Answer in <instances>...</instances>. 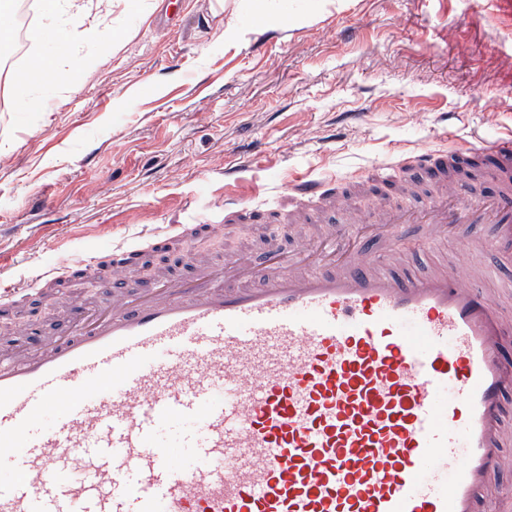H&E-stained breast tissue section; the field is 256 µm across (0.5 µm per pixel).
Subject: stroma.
<instances>
[{"label": "stroma", "mask_w": 512, "mask_h": 512, "mask_svg": "<svg viewBox=\"0 0 512 512\" xmlns=\"http://www.w3.org/2000/svg\"><path fill=\"white\" fill-rule=\"evenodd\" d=\"M115 42L42 43L56 57L18 107L0 75V283L76 261L172 216L222 224L224 168L254 162L247 206L302 177L372 187L373 163L512 136V0H128ZM89 289L50 286L0 323L64 331ZM503 467L481 512L512 499Z\"/></svg>", "instance_id": "35a3bbf8"}]
</instances>
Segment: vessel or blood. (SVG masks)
I'll use <instances>...</instances> for the list:
<instances>
[{
  "instance_id": "vessel-or-blood-1",
  "label": "vessel or blood",
  "mask_w": 512,
  "mask_h": 512,
  "mask_svg": "<svg viewBox=\"0 0 512 512\" xmlns=\"http://www.w3.org/2000/svg\"><path fill=\"white\" fill-rule=\"evenodd\" d=\"M372 169L395 187L418 173L431 192L373 227L314 180L259 210L225 201L260 237L259 215L283 205L296 224L345 211L315 254L270 243L137 284L136 255L214 230L148 224L40 271L31 290L92 269L112 292L39 348L0 356V512H480L512 392V324L482 264L489 250L512 257V138ZM457 169L494 192L466 196ZM418 224L430 252L452 224L489 233L420 276L406 269ZM173 421L184 429L170 440Z\"/></svg>"
}]
</instances>
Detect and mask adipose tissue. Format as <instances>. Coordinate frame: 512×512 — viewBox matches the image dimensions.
Wrapping results in <instances>:
<instances>
[{"label":"adipose tissue","instance_id":"adipose-tissue-1","mask_svg":"<svg viewBox=\"0 0 512 512\" xmlns=\"http://www.w3.org/2000/svg\"><path fill=\"white\" fill-rule=\"evenodd\" d=\"M115 7V0H42L41 23L29 30L28 37L36 42L49 36L66 47L88 40H113Z\"/></svg>","mask_w":512,"mask_h":512}]
</instances>
